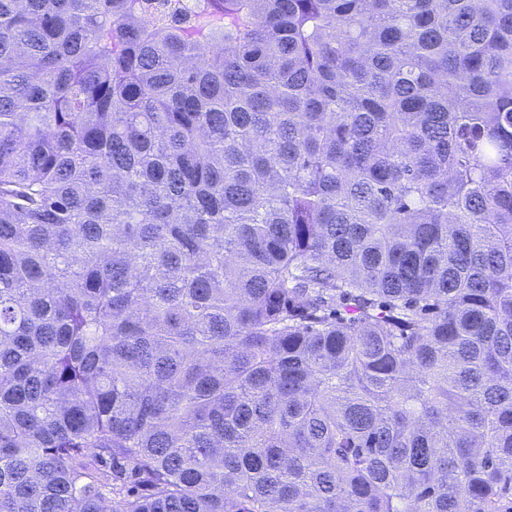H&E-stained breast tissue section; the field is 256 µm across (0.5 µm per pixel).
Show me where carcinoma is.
I'll return each mask as SVG.
<instances>
[{
	"label": "carcinoma",
	"mask_w": 512,
	"mask_h": 512,
	"mask_svg": "<svg viewBox=\"0 0 512 512\" xmlns=\"http://www.w3.org/2000/svg\"><path fill=\"white\" fill-rule=\"evenodd\" d=\"M0 512H512V0H0Z\"/></svg>",
	"instance_id": "carcinoma-1"
}]
</instances>
